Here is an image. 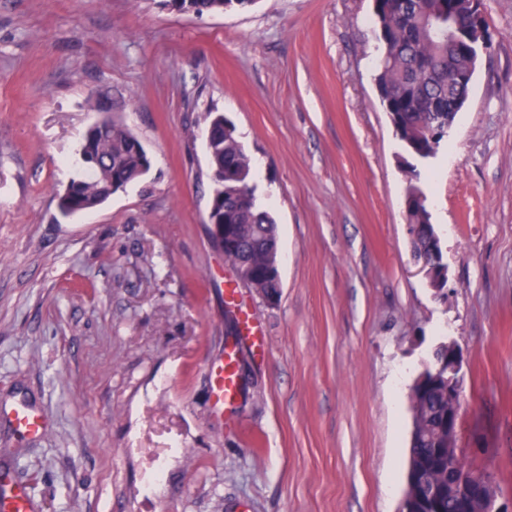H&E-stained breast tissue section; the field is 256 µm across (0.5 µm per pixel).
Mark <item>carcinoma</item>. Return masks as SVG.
I'll return each instance as SVG.
<instances>
[{
	"label": "carcinoma",
	"instance_id": "obj_1",
	"mask_svg": "<svg viewBox=\"0 0 512 512\" xmlns=\"http://www.w3.org/2000/svg\"><path fill=\"white\" fill-rule=\"evenodd\" d=\"M197 14L247 9L257 0H192ZM467 0H378L374 29L378 42L376 82L391 124L414 159L433 158L448 134V72L466 68V55L448 29V19L462 21ZM91 107L103 113L104 130L86 134L79 149L84 170L74 189L58 196V209L67 216L95 209L108 200L112 175L128 184L142 179V158L127 148L133 136L112 116V104L90 97ZM213 143L208 148L210 171L224 172V183L212 184L211 202L224 223L231 225L224 262L248 279L253 292L266 301L279 298L281 277L276 275L278 242L275 222L255 195L252 161L238 140L234 124L220 112L208 115ZM406 219L414 256L429 261L427 240L433 231L421 175L409 171ZM428 285L444 294L448 266L431 264ZM448 343L436 348L430 368L410 393L412 430L408 447L406 488L401 512H452L448 502V472L466 478L474 472L459 455H448V391L436 381L435 371L447 363Z\"/></svg>",
	"mask_w": 512,
	"mask_h": 512
}]
</instances>
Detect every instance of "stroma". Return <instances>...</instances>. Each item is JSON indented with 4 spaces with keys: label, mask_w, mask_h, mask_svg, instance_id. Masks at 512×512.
<instances>
[{
    "label": "stroma",
    "mask_w": 512,
    "mask_h": 512,
    "mask_svg": "<svg viewBox=\"0 0 512 512\" xmlns=\"http://www.w3.org/2000/svg\"><path fill=\"white\" fill-rule=\"evenodd\" d=\"M435 158L420 164L448 266L414 259L402 143L375 82L372 0H0V472L36 512H399L410 386L462 349L457 449L512 505V0ZM112 113L149 174L61 217L75 152ZM224 113L276 221L278 302L210 241L206 116ZM269 342L226 426L209 370L239 308ZM17 404L49 428L12 427ZM257 1L258 0H192L198 15L203 13H222L225 9L230 7L248 9Z\"/></svg>",
    "instance_id": "obj_1"
}]
</instances>
